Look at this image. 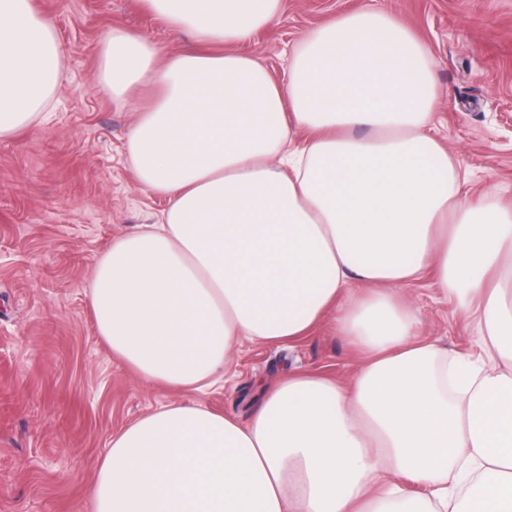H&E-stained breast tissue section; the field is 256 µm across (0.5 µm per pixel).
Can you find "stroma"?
Instances as JSON below:
<instances>
[{"instance_id": "35a3bbf8", "label": "stroma", "mask_w": 512, "mask_h": 512, "mask_svg": "<svg viewBox=\"0 0 512 512\" xmlns=\"http://www.w3.org/2000/svg\"><path fill=\"white\" fill-rule=\"evenodd\" d=\"M68 49L66 81L49 119L0 140V512H87L99 458L112 435L162 404L199 402L245 421L262 388L296 369L346 376L360 354L331 323L293 345L242 342L233 370L204 394L138 377L98 335L87 284L113 240L147 223L163 199L144 190L126 142L135 106L99 85L112 29L162 52L170 38L142 0H32ZM408 24L434 62L436 137L476 200L496 185L512 200V0H284L279 19L244 44L276 79L308 30L362 6ZM421 332L454 352L474 326L431 280L415 288Z\"/></svg>"}]
</instances>
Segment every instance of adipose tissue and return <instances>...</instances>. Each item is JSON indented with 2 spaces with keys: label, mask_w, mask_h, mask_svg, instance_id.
I'll list each match as a JSON object with an SVG mask.
<instances>
[{
  "label": "adipose tissue",
  "mask_w": 512,
  "mask_h": 512,
  "mask_svg": "<svg viewBox=\"0 0 512 512\" xmlns=\"http://www.w3.org/2000/svg\"><path fill=\"white\" fill-rule=\"evenodd\" d=\"M143 2L199 48L107 40L102 87L150 91L127 152L166 207L99 261V336L197 393L243 341L289 344L333 311L361 359L344 379L289 371L245 422L159 406L110 440L92 512H512V201L463 198L429 50L353 9L303 34L280 82L239 46L283 0ZM66 57L32 0H0V139L42 117ZM430 271L470 352L420 333L406 288Z\"/></svg>",
  "instance_id": "1"
}]
</instances>
